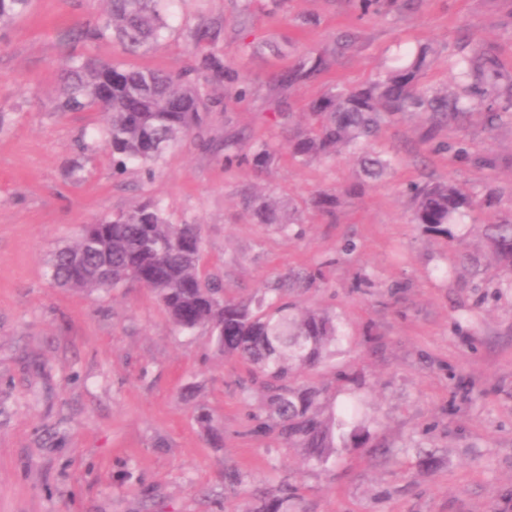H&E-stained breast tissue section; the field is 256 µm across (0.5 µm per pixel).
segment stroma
Instances as JSON below:
<instances>
[{"instance_id": "stroma-1", "label": "stroma", "mask_w": 512, "mask_h": 512, "mask_svg": "<svg viewBox=\"0 0 512 512\" xmlns=\"http://www.w3.org/2000/svg\"><path fill=\"white\" fill-rule=\"evenodd\" d=\"M103 9L102 0H33L0 32L9 127L0 134V512H237L228 467L251 474L261 491L291 485L295 512H512V291L497 289L483 235L484 225L512 216V123L491 132L476 115L465 129L441 127L436 141L468 140L470 163L430 151L418 116L384 123L377 142L398 162L377 182L349 153L303 164L267 103L292 57L245 47L257 38L301 51L355 34L327 74L290 98L301 121L328 89L363 83L423 43L438 50L426 86L450 85L448 57L465 39L512 77V0H421L367 17L350 0H252L244 19L238 0H174L171 33L138 56L108 39L67 40ZM205 19L223 22L219 51L247 77L252 98L239 102L229 86L208 84L214 104L204 124L168 150L154 176L135 166L113 176L105 152L79 147L99 113L55 109L61 61L91 55L176 71L190 61L184 30ZM229 135L279 146L277 161L264 171L225 168ZM429 178L494 191L499 202L469 212L452 237L429 233L411 223L406 193ZM254 189L300 210L291 235L251 218L242 199ZM321 191L338 195L333 214L310 207ZM148 200L171 223L199 226L200 265L226 295L271 287L291 269L319 271L298 302L335 313L351 343L309 378L328 386L332 405L360 401L394 460L353 448L333 466H308L300 449L255 434L264 394L242 393L246 366L207 330L180 332L136 285L86 292L49 280L51 252L79 225ZM201 411L214 435L198 424ZM422 451L434 454L433 467L419 466Z\"/></svg>"}]
</instances>
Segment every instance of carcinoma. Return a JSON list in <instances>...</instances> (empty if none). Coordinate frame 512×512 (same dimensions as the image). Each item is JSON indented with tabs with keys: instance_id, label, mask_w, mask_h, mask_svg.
Here are the masks:
<instances>
[{
	"instance_id": "cac0c4a2",
	"label": "carcinoma",
	"mask_w": 512,
	"mask_h": 512,
	"mask_svg": "<svg viewBox=\"0 0 512 512\" xmlns=\"http://www.w3.org/2000/svg\"><path fill=\"white\" fill-rule=\"evenodd\" d=\"M167 0H106L104 13L72 30V38L93 43L110 38L123 52L135 54L158 44L169 29ZM390 4L404 7L415 0H357L362 15L376 14ZM32 0H0V29L26 15ZM224 40V25L205 23L191 29L185 42L192 63L177 72L131 67L120 60L99 61L70 57L61 65V95L57 112L93 110L102 114L101 144L116 174L129 165L154 173L165 152L186 138L210 111L205 86L211 80L235 86L237 101L251 96L240 72L227 65L216 50ZM350 37L341 35L318 49L300 51L288 71L275 80L278 95L294 89L336 65ZM252 54H283L271 40L248 43ZM436 51L424 45L384 68L369 82L354 88H336L313 102L306 125L288 139L292 157L311 163L345 151L361 153L365 178L378 180L392 168L395 156L374 144L383 119L408 112L422 114L432 128L464 124L475 112L493 131L512 119V88L497 91L500 68L495 57L474 46L451 61L454 87L434 89L421 75ZM448 150L460 162L471 160L467 141L436 143L433 151ZM276 150L267 142L240 152L237 139H224V166L247 162L257 170L272 166ZM414 201L411 221L427 231L452 236L451 226L476 206H492L491 197L469 192L452 180L409 184ZM338 197L320 192L311 206L323 212L335 209ZM247 210L260 224L280 231L298 223V210L256 193ZM501 279L512 288V219L485 225ZM202 238L196 224H172L161 207L139 205L112 216V223L96 222L94 233L81 232L57 249L48 267L51 281L61 288L97 291L123 288L130 281L150 289L172 323L192 333L204 328L225 354L247 366L242 393L258 386L265 392L269 423L260 433L274 434L290 448H300L306 462L325 468L348 448H374L373 433L359 420L352 403L335 410L326 388L300 380L306 370L319 367L350 344L342 321L320 308L299 307L284 299L283 291L312 288L319 273L293 270L282 276L281 287L267 288L246 300L224 296L220 282L200 268ZM226 484L239 489L243 512H294V493L282 485L255 500L249 495L251 477L237 468L224 472Z\"/></svg>"
}]
</instances>
